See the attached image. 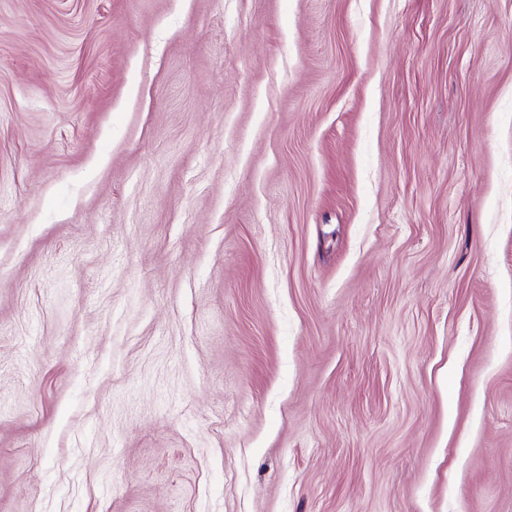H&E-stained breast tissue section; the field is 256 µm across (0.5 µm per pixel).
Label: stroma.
Segmentation results:
<instances>
[{
	"label": "stroma",
	"mask_w": 512,
	"mask_h": 512,
	"mask_svg": "<svg viewBox=\"0 0 512 512\" xmlns=\"http://www.w3.org/2000/svg\"><path fill=\"white\" fill-rule=\"evenodd\" d=\"M0 512H512V0H0Z\"/></svg>",
	"instance_id": "obj_1"
}]
</instances>
